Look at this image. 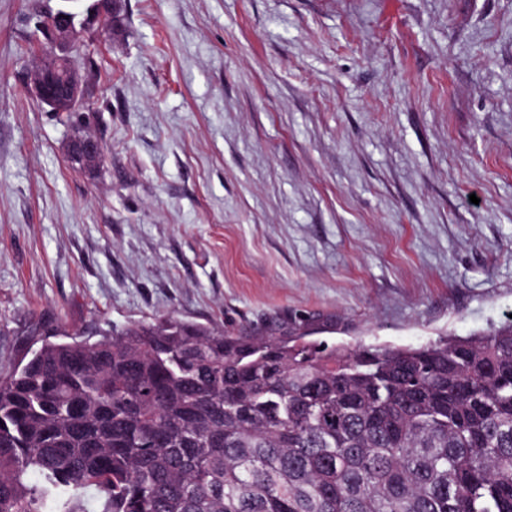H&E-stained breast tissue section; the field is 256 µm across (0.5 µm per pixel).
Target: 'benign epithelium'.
Instances as JSON below:
<instances>
[{"mask_svg": "<svg viewBox=\"0 0 512 512\" xmlns=\"http://www.w3.org/2000/svg\"><path fill=\"white\" fill-rule=\"evenodd\" d=\"M119 0H92L86 9V18L78 23V13L60 7L54 17L39 21L46 39L47 49L43 64L34 72L32 83L36 98L63 112L83 93L76 69L72 68L68 50L73 40L91 23L106 22L115 17ZM83 153L97 166L102 162L96 137L89 134L82 143Z\"/></svg>", "mask_w": 512, "mask_h": 512, "instance_id": "1", "label": "benign epithelium"}]
</instances>
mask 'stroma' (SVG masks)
<instances>
[{"label":"stroma","instance_id":"35a3bbf8","mask_svg":"<svg viewBox=\"0 0 512 512\" xmlns=\"http://www.w3.org/2000/svg\"><path fill=\"white\" fill-rule=\"evenodd\" d=\"M60 5L0 0V377L168 315L347 346L512 317V0H122L71 119L30 85Z\"/></svg>","mask_w":512,"mask_h":512}]
</instances>
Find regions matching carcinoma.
Returning <instances> with one entry per match:
<instances>
[{
    "mask_svg": "<svg viewBox=\"0 0 512 512\" xmlns=\"http://www.w3.org/2000/svg\"><path fill=\"white\" fill-rule=\"evenodd\" d=\"M160 317L0 378V512H512V324L417 347ZM39 481L28 480L30 472Z\"/></svg>",
    "mask_w": 512,
    "mask_h": 512,
    "instance_id": "carcinoma-1",
    "label": "carcinoma"
}]
</instances>
